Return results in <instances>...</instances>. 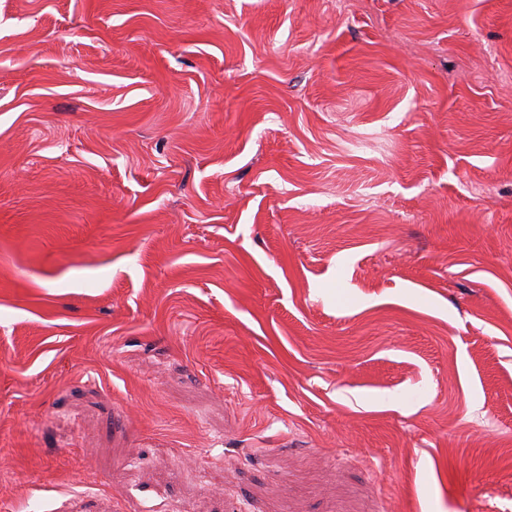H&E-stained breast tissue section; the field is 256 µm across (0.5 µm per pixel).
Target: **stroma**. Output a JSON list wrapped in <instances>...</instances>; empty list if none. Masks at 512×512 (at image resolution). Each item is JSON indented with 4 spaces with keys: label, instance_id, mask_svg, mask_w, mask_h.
<instances>
[{
    "label": "stroma",
    "instance_id": "35a3bbf8",
    "mask_svg": "<svg viewBox=\"0 0 512 512\" xmlns=\"http://www.w3.org/2000/svg\"><path fill=\"white\" fill-rule=\"evenodd\" d=\"M0 512H512V0H0Z\"/></svg>",
    "mask_w": 512,
    "mask_h": 512
}]
</instances>
